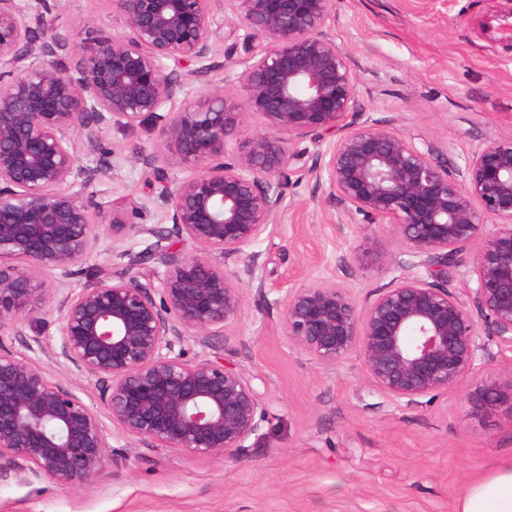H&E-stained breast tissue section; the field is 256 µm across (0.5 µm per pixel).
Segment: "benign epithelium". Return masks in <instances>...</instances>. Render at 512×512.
Returning <instances> with one entry per match:
<instances>
[{
	"instance_id": "obj_1",
	"label": "benign epithelium",
	"mask_w": 512,
	"mask_h": 512,
	"mask_svg": "<svg viewBox=\"0 0 512 512\" xmlns=\"http://www.w3.org/2000/svg\"><path fill=\"white\" fill-rule=\"evenodd\" d=\"M112 0L121 31L85 21L69 38L46 18L48 0H0V332L44 304L58 314L54 355L101 384L100 404L0 343V478L28 483L97 481L108 464L112 422L124 437L185 457L237 455L266 422L258 377L220 357L189 359L187 336H210L241 310L243 280L263 287L253 250L279 212L297 139L336 133L323 173L349 221L387 222L401 242L391 258L401 275L358 305L352 288L315 280L286 292L289 347L323 365L355 347L371 382L394 401L418 405L460 384L490 355L448 268L475 239L481 246L467 296L499 351L512 353V139H492L451 170L431 145L394 127L358 123L356 75L329 35L335 0ZM248 30L239 79L247 91L230 105L220 88L200 105L167 108L183 79L202 80L219 51L221 26ZM70 49L73 64L57 60ZM265 125L236 150L247 117ZM151 123L163 159L190 175L162 186L157 203L168 232L77 293L45 274H73L124 213L101 214L69 187L90 172L82 141L103 128ZM288 138H282V134ZM494 228L485 230L487 221ZM176 237L192 245L174 251ZM236 264L230 271L214 262ZM149 259L163 273L141 277ZM423 266L427 276L413 273ZM468 403L473 414L512 411V384L486 378Z\"/></svg>"
}]
</instances>
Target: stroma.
<instances>
[{
	"label": "stroma",
	"instance_id": "obj_1",
	"mask_svg": "<svg viewBox=\"0 0 512 512\" xmlns=\"http://www.w3.org/2000/svg\"><path fill=\"white\" fill-rule=\"evenodd\" d=\"M53 16L64 33L89 18L103 32L119 29L109 0H58ZM330 34L357 76V121L392 124L457 164L488 140L512 138V0H336ZM212 63L207 81H186L171 109L203 103L215 87L228 101H244L239 66L220 53ZM333 141L327 134L297 145L303 158L289 165L284 202L257 246L263 288L245 285L235 320L184 343L188 357L219 355L263 379L268 420L244 454L182 457L113 427L108 452L124 457V466L106 467L89 485L2 480L0 512H456L468 487L512 456V411L477 416L466 403L479 379L512 384L501 356L482 358L460 385L410 406L372 384L359 349L324 366L285 345L287 289L326 280L354 289L363 304L398 274L390 258L400 244L390 226L350 223L309 170ZM157 144L150 124H112L96 145L81 146L79 162H110L113 175L71 187L104 213L123 210L137 252L163 227L160 185L146 165ZM100 234L79 273L65 278L70 291L123 266L111 232ZM57 318L37 310L18 323V336L0 341L14 347L19 335L38 338L43 349L34 360L98 406L96 379L50 351Z\"/></svg>",
	"mask_w": 512,
	"mask_h": 512
}]
</instances>
